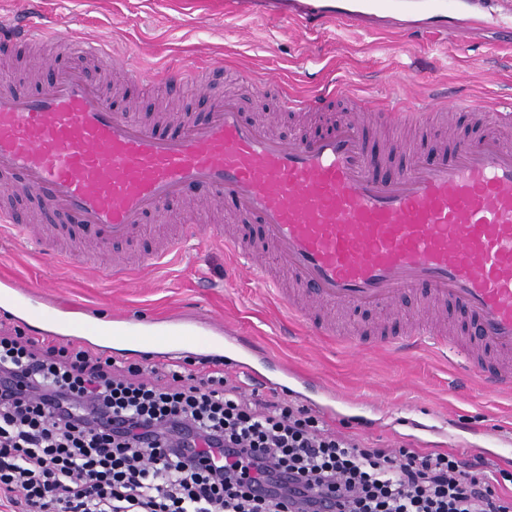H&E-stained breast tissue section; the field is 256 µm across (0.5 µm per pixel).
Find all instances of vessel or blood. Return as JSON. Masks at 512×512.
Here are the masks:
<instances>
[{
    "instance_id": "1",
    "label": "vessel or blood",
    "mask_w": 512,
    "mask_h": 512,
    "mask_svg": "<svg viewBox=\"0 0 512 512\" xmlns=\"http://www.w3.org/2000/svg\"><path fill=\"white\" fill-rule=\"evenodd\" d=\"M48 26L9 27L0 38L28 42L49 38ZM348 119L319 134L284 137L243 118L236 99L215 103L208 119L177 132H161L112 108L89 73L51 67L39 91L0 87V180L19 179L45 212L77 225L93 244L92 266L104 246L130 236L142 217L189 186L223 194L236 213L258 224L273 258L246 256L228 240L230 258L246 259L249 276L269 282L268 268L304 287L306 303L288 309L307 321L311 309L329 305L388 308L405 293L429 288L434 302L460 310L470 331L456 338L415 327L382 337V345L450 346L461 351L467 380L512 390V106L461 100L446 113L457 136L455 113L480 128L475 144L459 142L433 159L409 142L396 144L405 162L393 173L361 127L362 113L382 110L391 125L424 124L432 108L403 98L377 105L351 94ZM321 95L288 93L286 112H317ZM198 228L184 226L165 248L145 257L153 266L180 255ZM87 335L108 343L148 341L173 347L192 341L217 351L223 333L202 327L183 335L161 327L150 336L125 319L88 325Z\"/></svg>"
}]
</instances>
